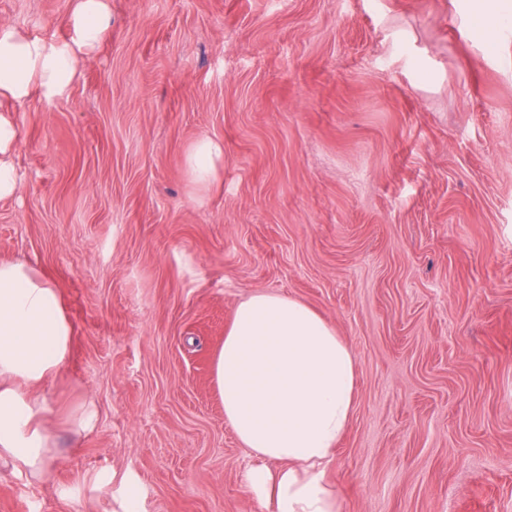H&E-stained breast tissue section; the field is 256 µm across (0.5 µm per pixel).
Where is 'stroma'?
<instances>
[{
  "mask_svg": "<svg viewBox=\"0 0 512 512\" xmlns=\"http://www.w3.org/2000/svg\"><path fill=\"white\" fill-rule=\"evenodd\" d=\"M67 93L19 129L0 261L58 288L51 477L0 461V512H263L213 362L237 304L301 300L352 349L325 469L340 512H512V0H109ZM493 12V27L483 16ZM72 34L67 0L0 27ZM224 146L207 185L185 156ZM92 402L95 431L68 415Z\"/></svg>",
  "mask_w": 512,
  "mask_h": 512,
  "instance_id": "obj_1",
  "label": "stroma"
}]
</instances>
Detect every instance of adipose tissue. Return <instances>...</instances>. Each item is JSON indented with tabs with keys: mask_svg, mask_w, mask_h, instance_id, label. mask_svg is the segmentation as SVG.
Here are the masks:
<instances>
[{
	"mask_svg": "<svg viewBox=\"0 0 512 512\" xmlns=\"http://www.w3.org/2000/svg\"><path fill=\"white\" fill-rule=\"evenodd\" d=\"M74 35L0 28V97L24 103L64 94L81 59L106 37L108 0H76ZM223 145L199 138L185 165L209 183ZM73 326L54 284L25 261L0 262V459L41 479L59 445L54 411L40 388L70 355ZM224 419L254 463L242 476L264 512H339L324 482L354 411L356 360L306 303L256 292L236 307L214 364Z\"/></svg>",
	"mask_w": 512,
	"mask_h": 512,
	"instance_id": "adipose-tissue-1",
	"label": "adipose tissue"
}]
</instances>
